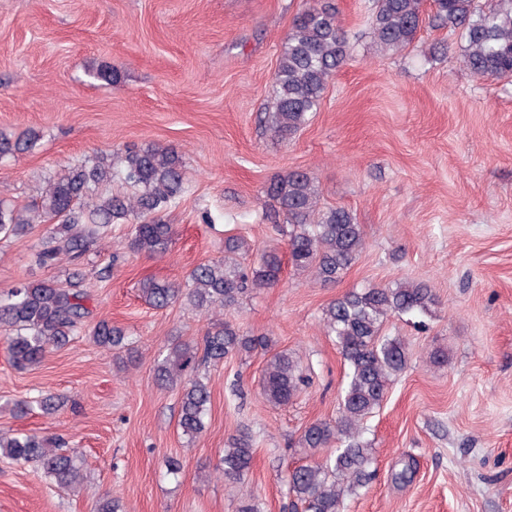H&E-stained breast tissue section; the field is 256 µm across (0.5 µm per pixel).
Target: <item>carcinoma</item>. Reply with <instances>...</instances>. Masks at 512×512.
I'll list each match as a JSON object with an SVG mask.
<instances>
[{
	"instance_id": "cac0c4a2",
	"label": "carcinoma",
	"mask_w": 512,
	"mask_h": 512,
	"mask_svg": "<svg viewBox=\"0 0 512 512\" xmlns=\"http://www.w3.org/2000/svg\"><path fill=\"white\" fill-rule=\"evenodd\" d=\"M373 0L374 42L385 50L409 47L426 23L461 31L465 45L460 62L480 78L512 77V0ZM352 46L331 5L310 6L296 16L285 39L274 73L273 111L267 128L281 139L292 138L318 110L329 77L350 57ZM36 136L12 140L0 133V159L32 150ZM186 191L184 161L175 149L149 145L112 159L68 164L49 180L39 201L18 208L0 201V237L16 238L35 224H51L52 231L36 262L51 266L66 258L71 265L69 287L52 280L22 283L0 295V327L9 358L18 369L37 365L50 346L61 347L85 328L89 310L83 289V266L98 252L107 228L130 225L127 247L135 253L163 256L172 245L173 225L162 212ZM274 223L287 239L293 267L309 271L323 286L341 281L358 258L364 243L362 226L345 208L322 209L313 179L290 172L270 183ZM243 241L224 239V257L193 268L182 285L148 278L141 292L156 309L184 301L201 313L239 306L252 292L280 282L282 260L272 250L262 251L250 264L236 255ZM436 304L433 289L423 282H399L352 290L331 301L323 311L328 335L334 337L347 365L338 415L317 420L298 439L299 447L331 448L322 462L301 465L288 474L292 505L301 512H344L345 497L368 486L375 476L372 442L365 438L364 421L383 402L394 379L407 367L410 354L398 336L383 335L392 314L420 317ZM102 347L126 346L125 331L105 321L90 331ZM268 346L264 336H245L229 322L211 327L191 345L175 341L155 368L156 380L182 385L179 426L194 437L204 429L210 403L206 384L197 376L202 364L224 359L256 347ZM304 383L301 360L286 350L267 358L262 393L275 406L289 404ZM61 438L21 433L0 435V453L32 463L61 488L80 482L82 456L64 450ZM254 459L252 437L241 433L230 439L222 458L224 484L230 489L244 483Z\"/></svg>"
}]
</instances>
